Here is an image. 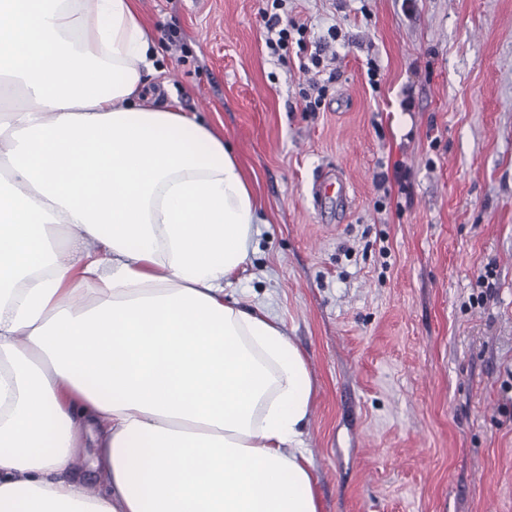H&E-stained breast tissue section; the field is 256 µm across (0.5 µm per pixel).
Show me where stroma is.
I'll use <instances>...</instances> for the list:
<instances>
[{
  "instance_id": "35a3bbf8",
  "label": "stroma",
  "mask_w": 512,
  "mask_h": 512,
  "mask_svg": "<svg viewBox=\"0 0 512 512\" xmlns=\"http://www.w3.org/2000/svg\"><path fill=\"white\" fill-rule=\"evenodd\" d=\"M136 4L163 54L148 89L253 179L264 221L235 296L305 356L322 512H512V0H288L309 41L341 30L317 112L265 44L262 0ZM397 161L412 202L378 212L373 175ZM333 170L349 202L318 208Z\"/></svg>"
}]
</instances>
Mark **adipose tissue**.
Wrapping results in <instances>:
<instances>
[{"instance_id": "1", "label": "adipose tissue", "mask_w": 512, "mask_h": 512, "mask_svg": "<svg viewBox=\"0 0 512 512\" xmlns=\"http://www.w3.org/2000/svg\"><path fill=\"white\" fill-rule=\"evenodd\" d=\"M158 57L135 0H0V512H321L304 355L227 293L260 206ZM82 448H76L75 457L79 459V463H76V473L82 478L87 491L91 494L98 492L101 488L100 481L94 474L93 468L90 466V459L93 456L95 448L90 441H87Z\"/></svg>"}]
</instances>
